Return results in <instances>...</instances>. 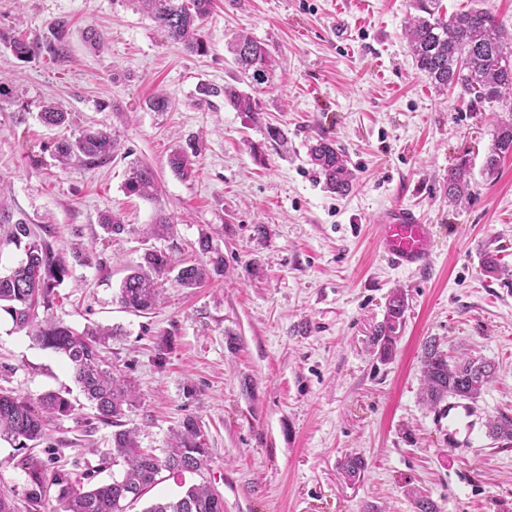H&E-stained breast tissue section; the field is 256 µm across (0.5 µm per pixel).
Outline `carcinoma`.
I'll use <instances>...</instances> for the list:
<instances>
[{
    "label": "carcinoma",
    "instance_id": "cac0c4a2",
    "mask_svg": "<svg viewBox=\"0 0 512 512\" xmlns=\"http://www.w3.org/2000/svg\"><path fill=\"white\" fill-rule=\"evenodd\" d=\"M151 13L167 38L194 53H203L206 44L201 25L213 9V0H135ZM416 14L404 26L416 67L436 88H454L475 107L496 102L512 112V45L494 15L482 8L445 15L442 0H414ZM52 39L16 37L4 43L5 48L19 59L35 57L47 51L54 56L65 54L69 35L68 22L55 20L50 25ZM233 60L242 73H252V79L264 80L268 66L266 48L248 34L239 33L228 46ZM204 97L224 94V102L238 112L259 111L258 100L238 87L227 84L218 89L201 85ZM42 122L61 127L68 123L69 113L54 102L42 105ZM118 146L117 138L102 130L86 131L74 139H64L56 145L57 161L63 165L73 157L95 166L109 160ZM199 145L193 141L175 150L169 158L171 170L181 178L194 171L193 157ZM512 155V122H500L493 133V143L483 161V173L493 177L502 160ZM309 161L324 178V187L331 193L345 195L353 187L354 174L344 153L336 143L325 137L309 148ZM127 189L138 197L152 201L157 194L153 171L134 164L126 182ZM471 196V171L468 160L462 159L448 169V201L461 204ZM0 224L11 225L10 235L16 242H25V259L9 274H0V310L6 312L20 328L30 331V338L38 345L65 357L75 382L87 399L95 405L97 415L114 426L121 425L136 403L132 382L117 373L102 356V347L117 335L112 327L89 328L82 333L60 321L45 319L35 322L36 310L49 308L55 289L69 273L66 260L49 244L35 238L28 224L13 220L0 202ZM172 225L158 216L154 223L145 225L144 238H158L170 233ZM485 275L499 278L509 273L498 255L486 251L482 255ZM174 274L173 282L179 288L199 287L210 277L224 274V257L218 255L176 269L169 255L158 249L144 253L143 262L133 268L122 281L118 291L119 303L133 313H144L160 301L159 281ZM406 310L404 296L395 293L388 301L384 321L378 326L375 341L379 357L388 360L393 354V337L401 326ZM423 401L432 409L450 396L476 401L491 381L495 367L482 359L460 358L450 360L436 340L422 345ZM71 411V402L60 393H46L37 404L0 391V436L16 442L19 448L28 443H40L46 437L45 421L52 416H64ZM486 434L497 440L512 442V418L502 415L485 424ZM112 458L122 463L118 479L109 484L85 490L77 481L58 476L59 512H126V508L141 500L146 493L161 483L164 475L172 477L184 473H201L209 465V450L197 417L187 414L169 437L167 449L158 456L140 447L135 430L122 429L112 434ZM345 478L356 481L366 470L362 457L347 455L341 460ZM143 512H224V498L209 484L202 482L188 486L174 499L160 498L151 502Z\"/></svg>",
    "mask_w": 512,
    "mask_h": 512
}]
</instances>
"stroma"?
Returning a JSON list of instances; mask_svg holds the SVG:
<instances>
[{
	"label": "stroma",
	"mask_w": 512,
	"mask_h": 512,
	"mask_svg": "<svg viewBox=\"0 0 512 512\" xmlns=\"http://www.w3.org/2000/svg\"><path fill=\"white\" fill-rule=\"evenodd\" d=\"M202 23L208 51L186 52L134 0H0V190L14 219L70 256L92 248L91 265L72 264L49 314L76 331L119 328L104 350L130 377L138 400L124 419L142 447L163 450L172 428L196 414L210 466L157 485L174 497L185 483L209 482L224 512H414L409 490L439 512H512V444L481 439L467 457L451 454L432 410L422 403L421 347L436 339L448 356L495 366L476 404L482 419L512 416V277L481 270L484 251L512 269V155L496 178L482 165L500 104L471 111L456 91L430 84L414 62L403 26L413 0H215ZM68 22L64 57L18 60L12 36L49 40ZM104 37L101 48L84 39ZM244 31L267 49L269 79L244 84L259 113L223 98H202L203 84L238 81L227 50ZM169 98L167 111L148 101ZM54 101L63 128L39 119ZM281 128L285 145L267 136ZM93 128L117 134L114 159L92 167L59 165L54 143ZM335 141L356 179L340 196L327 191L308 161L319 137ZM199 140L190 178L175 176L171 152ZM472 172L471 197L449 205L445 178L459 158ZM158 180L153 201L130 194L131 163ZM404 202L436 227L434 258L423 273L390 267L374 225ZM120 214L124 233L107 235L100 217ZM172 230L143 239L156 215ZM208 234L224 273L185 290L166 284L155 309L122 308L117 289L145 249L195 261ZM407 303L391 359L373 340L393 291ZM169 335L165 367L156 339ZM37 401L49 391L75 406L48 425L39 445L0 439V496L14 512H56L55 473L91 488L110 482L114 426L99 420L65 358L42 348L0 311V389ZM348 454L368 469L358 481L340 468ZM42 471L32 506L30 471Z\"/></svg>",
	"instance_id": "stroma-1"
}]
</instances>
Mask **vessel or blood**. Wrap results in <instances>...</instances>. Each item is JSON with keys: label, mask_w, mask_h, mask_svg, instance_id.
I'll use <instances>...</instances> for the list:
<instances>
[{"label": "vessel or blood", "mask_w": 512, "mask_h": 512, "mask_svg": "<svg viewBox=\"0 0 512 512\" xmlns=\"http://www.w3.org/2000/svg\"><path fill=\"white\" fill-rule=\"evenodd\" d=\"M435 227L414 207L395 203L382 212L376 225V244L392 267L409 271H427L432 259ZM437 419L448 422V446L459 451L473 447L481 432L478 408L467 401L451 400L441 404Z\"/></svg>", "instance_id": "vessel-or-blood-1"}]
</instances>
